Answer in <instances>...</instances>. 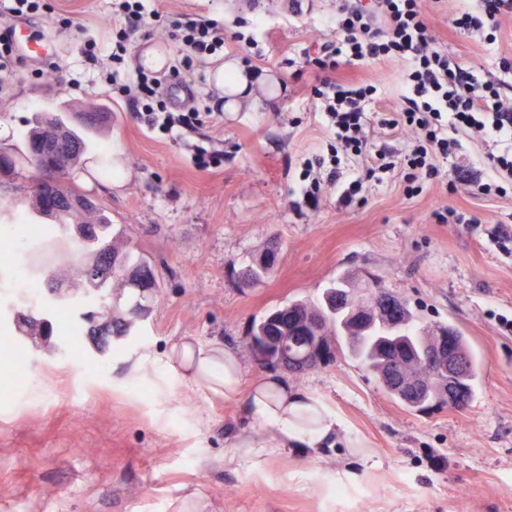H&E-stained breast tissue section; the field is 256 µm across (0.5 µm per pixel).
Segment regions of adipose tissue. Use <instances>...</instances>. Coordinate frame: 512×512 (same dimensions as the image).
Listing matches in <instances>:
<instances>
[{
    "label": "adipose tissue",
    "mask_w": 512,
    "mask_h": 512,
    "mask_svg": "<svg viewBox=\"0 0 512 512\" xmlns=\"http://www.w3.org/2000/svg\"><path fill=\"white\" fill-rule=\"evenodd\" d=\"M167 365L189 388H203L240 403L251 423L237 436L238 453L226 455L225 466L262 468L272 455H285L295 448H316L334 441L341 425L320 402L275 379L249 381L241 356L219 343L184 341L173 344ZM267 433L259 441L256 430Z\"/></svg>",
    "instance_id": "1"
}]
</instances>
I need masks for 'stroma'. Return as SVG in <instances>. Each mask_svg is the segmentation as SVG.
<instances>
[{
    "label": "stroma",
    "instance_id": "35a3bbf8",
    "mask_svg": "<svg viewBox=\"0 0 512 512\" xmlns=\"http://www.w3.org/2000/svg\"><path fill=\"white\" fill-rule=\"evenodd\" d=\"M113 0H37L17 16L0 0V27L17 42L49 37L41 57L19 53L0 72V144L20 146L34 113L62 116L79 128L82 113L107 104L105 127L73 177L112 220L136 254L150 263L159 286L130 335L96 345L79 313L95 303L75 294L48 336H27L17 312L49 306L47 288L26 281L52 271L64 287L75 280L63 254L77 249L58 231L33 238L28 182L0 185V336L16 340L24 358L0 351V512H174L196 494L203 512H512V255L491 245L497 227L512 229V200L450 193L458 168L470 167L474 146L442 166L438 181L404 195L401 175L366 183L350 205L326 187L317 211L294 206L308 159L327 155L325 123L315 117L314 70L303 67L312 44L334 39L324 21L339 0H148L163 25L140 42L176 55L166 24L204 16L224 27V54L182 72L200 106L212 105L209 71L223 61L260 67L265 83L252 109L213 114L196 132L172 137L150 130L100 81L110 61L88 63L81 47L94 33L105 49ZM458 5L433 13L436 36L481 78H499L501 56H512V21L486 45L448 28ZM71 25L56 27L59 16ZM265 18L257 48L234 42L240 25ZM400 70L374 60L356 77L381 84L376 111L395 109ZM223 157L199 167L192 145ZM111 175H103L102 164ZM452 206L482 224H440ZM50 225V218H43ZM281 251L259 285L237 273L263 253L270 234ZM379 277L409 303L421 323L453 324L479 353L483 375L468 411L410 413L391 401L371 373L351 360L308 371L282 372L338 417L348 439L316 451L268 458L261 469H228L224 454L246 426L237 404L186 388L167 368L170 345L185 336L236 350L250 375L265 374L251 348V326L292 300L317 305L336 275ZM373 469H364L362 453Z\"/></svg>",
    "mask_w": 512,
    "mask_h": 512
}]
</instances>
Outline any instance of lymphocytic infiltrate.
Instances as JSON below:
<instances>
[{
  "label": "lymphocytic infiltrate",
  "mask_w": 512,
  "mask_h": 512,
  "mask_svg": "<svg viewBox=\"0 0 512 512\" xmlns=\"http://www.w3.org/2000/svg\"><path fill=\"white\" fill-rule=\"evenodd\" d=\"M117 14L107 85L142 108L149 129H196L201 111L195 95L172 102L178 67L164 75L142 70L131 75L124 67L128 42L159 22L160 13L146 11L142 0H119ZM507 18L512 19V0H478L475 10L456 11L449 24L470 36L493 34ZM326 24L335 30V41L305 55L304 62L321 74L315 96L335 140L331 176L339 181L341 203H350L379 172L404 174L411 183L439 179L440 162L467 142L477 148V167L456 171V183L474 196L512 198V84L478 79L459 55L448 52L432 34L424 0H342ZM177 39L188 66L224 50V29L211 20L180 23ZM385 59L404 64L405 72L398 109L378 123L403 138L404 146L375 151L367 127L378 88L346 79L345 73Z\"/></svg>",
  "instance_id": "f902f5d3"
}]
</instances>
